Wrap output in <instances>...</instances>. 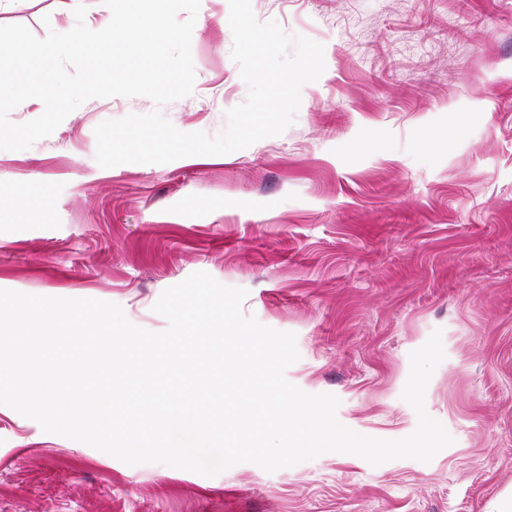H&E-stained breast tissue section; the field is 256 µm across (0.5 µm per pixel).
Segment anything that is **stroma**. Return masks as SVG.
<instances>
[{
    "instance_id": "stroma-1",
    "label": "stroma",
    "mask_w": 512,
    "mask_h": 512,
    "mask_svg": "<svg viewBox=\"0 0 512 512\" xmlns=\"http://www.w3.org/2000/svg\"><path fill=\"white\" fill-rule=\"evenodd\" d=\"M108 15L101 0L0 11L39 38ZM324 47L281 135L225 155L98 165L94 128L154 110L88 100L0 150V289L153 307L195 272L247 289L245 315L296 335L287 379L339 421L399 439L410 354L441 330L427 412L453 442L431 462L326 453L269 473L130 466L0 405V512H503L512 491V0H251ZM228 0H201L196 80L163 114L216 135L247 86ZM371 147H363V140Z\"/></svg>"
}]
</instances>
